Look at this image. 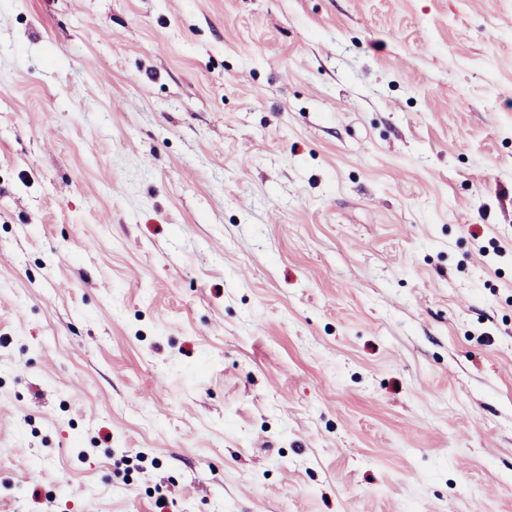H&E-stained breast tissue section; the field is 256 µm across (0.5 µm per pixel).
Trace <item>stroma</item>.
Wrapping results in <instances>:
<instances>
[{
	"label": "stroma",
	"instance_id": "stroma-1",
	"mask_svg": "<svg viewBox=\"0 0 512 512\" xmlns=\"http://www.w3.org/2000/svg\"><path fill=\"white\" fill-rule=\"evenodd\" d=\"M0 512H512V0H0Z\"/></svg>",
	"mask_w": 512,
	"mask_h": 512
}]
</instances>
